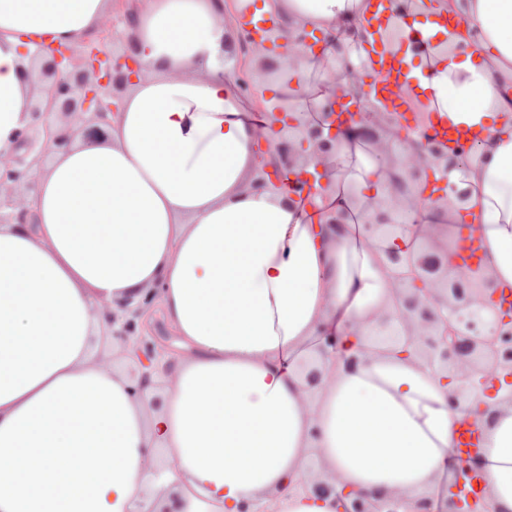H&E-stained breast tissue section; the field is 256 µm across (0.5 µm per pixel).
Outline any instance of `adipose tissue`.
<instances>
[{"label":"adipose tissue","mask_w":512,"mask_h":512,"mask_svg":"<svg viewBox=\"0 0 512 512\" xmlns=\"http://www.w3.org/2000/svg\"><path fill=\"white\" fill-rule=\"evenodd\" d=\"M405 5L384 49L421 34L420 126L435 113L480 135L448 174L469 192L462 204L409 210L421 188L404 165L419 139L339 131L328 153L299 149L310 128H329L333 97L360 101L366 126L389 119L354 79L373 70L369 0H137L123 37L139 72L105 121L47 109L55 81L31 52L79 44L112 0H0V151L37 105L44 131L68 140L0 185L26 213L0 223V512H337L312 490L336 475L445 507L460 418L445 375L373 336L384 319L408 333L392 283L412 269L389 251L426 240L455 251L459 224H477L482 243L474 291L512 288V0ZM257 7L279 18L285 44L303 31L326 40L267 77L263 122L294 146V172L323 173L296 195L254 189L273 158L220 64ZM380 216L401 232L366 233ZM135 313L176 339L137 393L119 369L137 365L136 343L117 335ZM313 366L327 383L309 386ZM479 428L482 496L512 512L511 394L487 400Z\"/></svg>","instance_id":"1"}]
</instances>
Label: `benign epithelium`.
Returning <instances> with one entry per match:
<instances>
[{
    "label": "benign epithelium",
    "instance_id": "7a95c632",
    "mask_svg": "<svg viewBox=\"0 0 512 512\" xmlns=\"http://www.w3.org/2000/svg\"><path fill=\"white\" fill-rule=\"evenodd\" d=\"M33 57L42 60L43 75L59 77L50 106L67 115L93 112L103 117L119 111V92L130 79V57L109 53L100 38L87 39L79 48L44 46ZM304 144L317 155L331 148L319 128L309 131ZM271 149L278 157L276 170L290 169L292 146L283 141ZM470 149L461 142L450 149L439 138L424 132L421 150L407 159L408 178L417 182L436 170L446 173L461 165ZM22 163L23 157L0 152V184L16 179V167ZM444 260L433 248L423 247L415 258V281L410 285L395 281L392 287L402 296V318L415 325L408 337L415 352L448 375L450 407L471 413L478 405V392L492 397L512 385V315L492 303L493 296L472 291L470 266L454 263L455 276L444 280ZM422 288H439L448 293L451 313L442 334L435 329L441 315L435 303L418 294ZM481 468L479 454L457 459L454 485L463 486L472 472ZM313 491L320 495L336 492L338 512H407L405 494L398 492L372 499L362 492H347L339 475L332 485L314 484Z\"/></svg>",
    "mask_w": 512,
    "mask_h": 512
}]
</instances>
